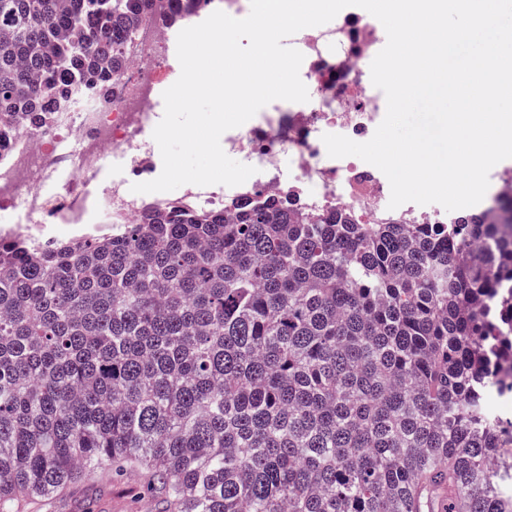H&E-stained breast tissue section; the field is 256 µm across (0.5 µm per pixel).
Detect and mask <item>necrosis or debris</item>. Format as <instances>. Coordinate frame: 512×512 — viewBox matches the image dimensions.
<instances>
[{"mask_svg": "<svg viewBox=\"0 0 512 512\" xmlns=\"http://www.w3.org/2000/svg\"><path fill=\"white\" fill-rule=\"evenodd\" d=\"M178 28L146 20L139 26L122 70L112 78V104L102 107L85 94L55 113L52 125L34 132L16 129L0 151V237L23 235L47 243L133 224L144 205L172 200L223 209L227 199L245 202L287 195L307 211L349 212L362 224H451L458 212L412 202L389 209L390 184L361 159L329 157L324 134L369 140L386 114V99L373 86L370 64L384 47L378 20L351 7L339 21L310 27L289 44L304 55L300 78L309 100L274 101L253 122L224 134V151L257 172L245 183L180 187L176 197H144L131 190L135 178H157L163 168L152 137L162 119L163 92L178 79ZM125 174L98 183L107 161Z\"/></svg>", "mask_w": 512, "mask_h": 512, "instance_id": "necrosis-or-debris-1", "label": "necrosis or debris"}]
</instances>
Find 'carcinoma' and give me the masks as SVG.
<instances>
[{
	"instance_id": "1",
	"label": "carcinoma",
	"mask_w": 512,
	"mask_h": 512,
	"mask_svg": "<svg viewBox=\"0 0 512 512\" xmlns=\"http://www.w3.org/2000/svg\"><path fill=\"white\" fill-rule=\"evenodd\" d=\"M207 0H0V149ZM147 206L0 241V512L132 466L162 512H512L501 222Z\"/></svg>"
}]
</instances>
